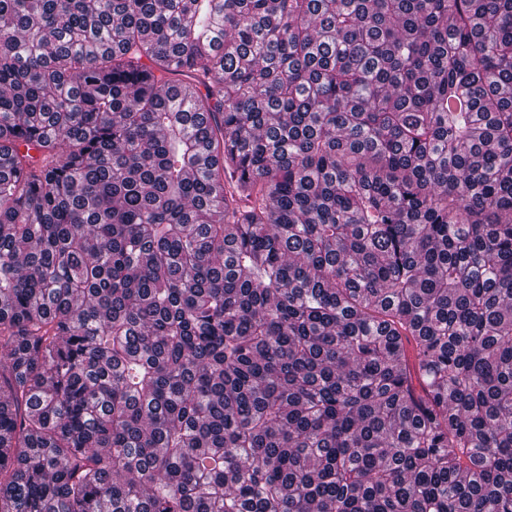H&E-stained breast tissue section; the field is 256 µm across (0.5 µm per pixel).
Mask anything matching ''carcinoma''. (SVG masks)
<instances>
[{
    "mask_svg": "<svg viewBox=\"0 0 512 512\" xmlns=\"http://www.w3.org/2000/svg\"><path fill=\"white\" fill-rule=\"evenodd\" d=\"M0 155V512H512V0H0Z\"/></svg>",
    "mask_w": 512,
    "mask_h": 512,
    "instance_id": "cac0c4a2",
    "label": "carcinoma"
}]
</instances>
